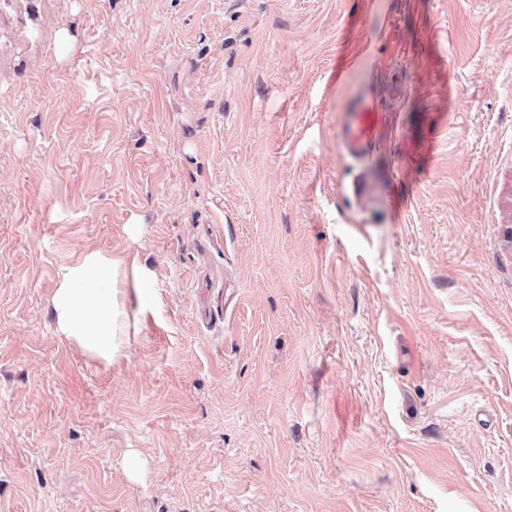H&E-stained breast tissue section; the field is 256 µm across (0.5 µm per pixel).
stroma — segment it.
Returning <instances> with one entry per match:
<instances>
[{
  "mask_svg": "<svg viewBox=\"0 0 512 512\" xmlns=\"http://www.w3.org/2000/svg\"><path fill=\"white\" fill-rule=\"evenodd\" d=\"M0 512H512V0H0ZM386 125L385 112H380L372 92L360 90L339 115L338 146L345 156L363 159L371 153ZM146 274L131 252L89 250L61 266L49 304L54 334L108 363L120 358L129 317L130 278L137 309Z\"/></svg>",
  "mask_w": 512,
  "mask_h": 512,
  "instance_id": "35a3bbf8",
  "label": "stroma"
}]
</instances>
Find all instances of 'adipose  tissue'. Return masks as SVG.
Wrapping results in <instances>:
<instances>
[{
	"label": "adipose tissue",
	"instance_id": "1",
	"mask_svg": "<svg viewBox=\"0 0 512 512\" xmlns=\"http://www.w3.org/2000/svg\"><path fill=\"white\" fill-rule=\"evenodd\" d=\"M146 274L130 253L89 250L61 266L49 304L54 333L106 362L125 347L126 290L141 287Z\"/></svg>",
	"mask_w": 512,
	"mask_h": 512
}]
</instances>
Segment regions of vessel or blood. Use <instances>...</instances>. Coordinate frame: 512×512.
<instances>
[{
	"instance_id": "vessel-or-blood-1",
	"label": "vessel or blood",
	"mask_w": 512,
	"mask_h": 512,
	"mask_svg": "<svg viewBox=\"0 0 512 512\" xmlns=\"http://www.w3.org/2000/svg\"><path fill=\"white\" fill-rule=\"evenodd\" d=\"M386 128L385 115L380 111L370 90L356 93L342 109L336 132L338 146L345 156L367 157Z\"/></svg>"
}]
</instances>
